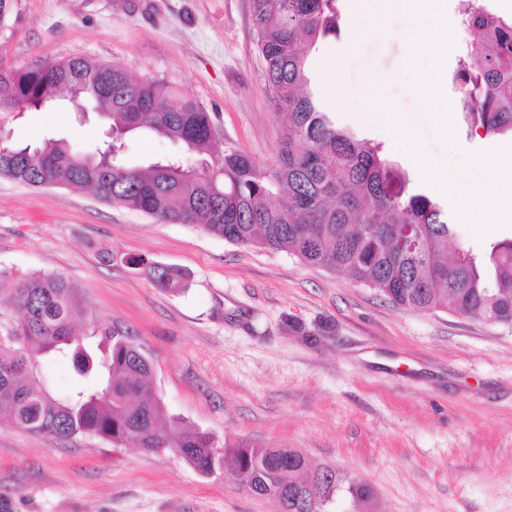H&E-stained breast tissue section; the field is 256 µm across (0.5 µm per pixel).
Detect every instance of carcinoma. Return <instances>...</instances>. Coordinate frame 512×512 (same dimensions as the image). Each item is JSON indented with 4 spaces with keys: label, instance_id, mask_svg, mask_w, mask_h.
Returning a JSON list of instances; mask_svg holds the SVG:
<instances>
[{
    "label": "carcinoma",
    "instance_id": "1",
    "mask_svg": "<svg viewBox=\"0 0 512 512\" xmlns=\"http://www.w3.org/2000/svg\"><path fill=\"white\" fill-rule=\"evenodd\" d=\"M463 22L474 34L458 59L454 80L467 128L492 136L512 131V19L491 18L463 0ZM265 85L288 115L270 167L225 144L211 154L216 116L189 98L175 100L160 80H135L119 65L71 57L26 70L0 67V104L28 112L54 108L55 97L76 101L110 123L112 137L90 152L42 136L16 144L0 112V176L41 188L82 187L100 199L159 223L193 224L229 243L287 251L309 265L349 274L392 303L447 310L512 324V239L475 251L448 252L455 230L448 205L415 182L380 145L340 124L311 88L306 61L319 42L341 33L342 0H251ZM151 133L180 150L132 165L129 137ZM125 264L148 269L161 288L185 286L179 270L139 256ZM20 317L0 324V423L47 439L87 436L114 447L171 452L200 473H232L265 497L320 474L322 496L343 483L327 466L308 468L298 451L239 439L219 444L207 431L164 428L167 412L153 397L152 364L128 332L90 320L77 289L58 274H30L0 289V308ZM285 328L309 340L298 321ZM94 338L92 345L86 340ZM71 364L73 385L55 395L40 378L43 359Z\"/></svg>",
    "mask_w": 512,
    "mask_h": 512
}]
</instances>
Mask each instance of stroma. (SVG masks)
Segmentation results:
<instances>
[{
	"label": "stroma",
	"instance_id": "stroma-1",
	"mask_svg": "<svg viewBox=\"0 0 512 512\" xmlns=\"http://www.w3.org/2000/svg\"><path fill=\"white\" fill-rule=\"evenodd\" d=\"M347 30L352 22H345ZM345 34L310 53L312 85L340 121L413 169L475 197H506L483 182L485 160L512 161V132L468 135L461 110L438 122L410 67V12L373 5L356 43ZM72 56L163 80L215 113L214 151L235 144L271 166L286 122L256 47L250 0H16L0 30V66ZM343 57L338 101L326 63ZM15 142L46 133L72 147L102 135L77 113L29 112ZM476 249L512 238V220L455 225ZM142 255L179 269L187 286L159 288ZM0 268L58 273L94 316L128 329L153 367V393L179 427L300 451L371 490L367 512H512V326L394 305L347 274L282 251L228 243L74 188L0 177ZM329 324L310 343L284 323ZM0 512H275L238 483L200 474L179 456L95 439L47 440L0 426Z\"/></svg>",
	"mask_w": 512,
	"mask_h": 512
}]
</instances>
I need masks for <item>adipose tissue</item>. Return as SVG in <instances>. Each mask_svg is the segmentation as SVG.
I'll list each match as a JSON object with an SVG mask.
<instances>
[{
    "label": "adipose tissue",
    "mask_w": 512,
    "mask_h": 512,
    "mask_svg": "<svg viewBox=\"0 0 512 512\" xmlns=\"http://www.w3.org/2000/svg\"><path fill=\"white\" fill-rule=\"evenodd\" d=\"M413 17L410 32V62H417L420 56H429L432 60L431 68L421 79L423 88L438 100V117L447 120L452 111L447 96L443 92V69L437 51L428 41L432 31H439L443 41L452 42L457 37L455 26L448 22L443 14L441 0H409ZM442 187L448 194L456 198L458 213L461 221L475 222L477 217H484L486 223L494 224L498 221V213L504 202L512 203V194L506 200L492 199L485 202L477 201L472 194L454 181L443 182Z\"/></svg>",
    "instance_id": "obj_1"
}]
</instances>
